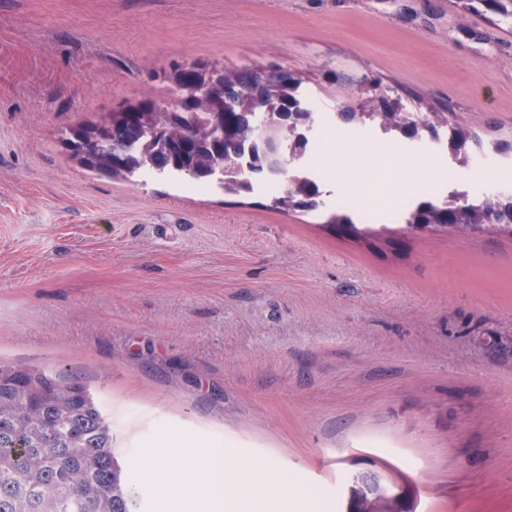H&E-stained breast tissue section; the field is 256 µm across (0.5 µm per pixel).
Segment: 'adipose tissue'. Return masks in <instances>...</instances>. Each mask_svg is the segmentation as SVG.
I'll list each match as a JSON object with an SVG mask.
<instances>
[{
  "mask_svg": "<svg viewBox=\"0 0 512 512\" xmlns=\"http://www.w3.org/2000/svg\"><path fill=\"white\" fill-rule=\"evenodd\" d=\"M376 152L369 142L354 140L343 131L328 133L313 164L324 182L335 186L350 206L370 214L389 215L390 207L376 208L363 169ZM389 172L388 191L395 202L433 191L453 174L434 156L385 151ZM148 477L157 485L173 488L169 512H248L261 506L268 488H277L279 512H309L319 497L297 477L282 471L270 457L257 458L237 448L216 444L205 448L189 446L178 431L167 432L145 455ZM238 486V497L227 495Z\"/></svg>",
  "mask_w": 512,
  "mask_h": 512,
  "instance_id": "obj_1",
  "label": "adipose tissue"
}]
</instances>
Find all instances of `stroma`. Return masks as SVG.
Instances as JSON below:
<instances>
[{"instance_id":"35a3bbf8","label":"stroma","mask_w":512,"mask_h":512,"mask_svg":"<svg viewBox=\"0 0 512 512\" xmlns=\"http://www.w3.org/2000/svg\"><path fill=\"white\" fill-rule=\"evenodd\" d=\"M279 66L323 111L385 96L512 142V26L456 0H0V359L88 386L130 455L171 429L275 458L349 512H512V234L327 228L270 194L89 171L63 131L172 61Z\"/></svg>"}]
</instances>
